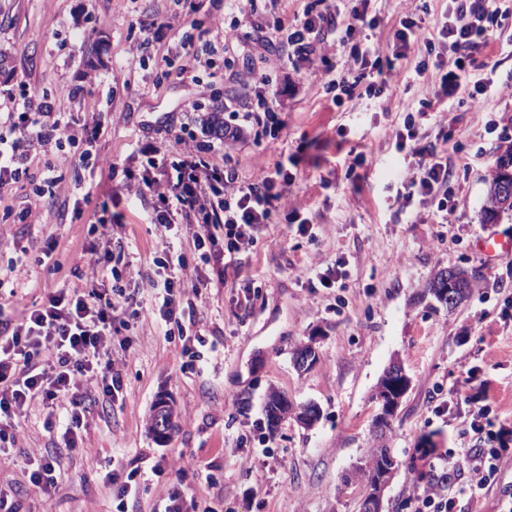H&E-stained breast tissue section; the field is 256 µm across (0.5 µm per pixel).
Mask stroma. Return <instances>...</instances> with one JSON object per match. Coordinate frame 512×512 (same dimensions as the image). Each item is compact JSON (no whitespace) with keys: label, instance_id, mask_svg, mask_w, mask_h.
Masks as SVG:
<instances>
[{"label":"stroma","instance_id":"1","mask_svg":"<svg viewBox=\"0 0 512 512\" xmlns=\"http://www.w3.org/2000/svg\"><path fill=\"white\" fill-rule=\"evenodd\" d=\"M192 0H0V107L30 92L70 125L57 151L62 190L40 193L47 155L31 156L28 172L0 188V278L9 293L0 310L20 320L25 310L61 282L84 285L134 282L150 272L161 252L147 219L156 200L125 188L126 173L142 171L147 144L160 132H180L185 109L202 112L230 102L226 120L274 99L266 124L246 128L219 153L248 155L243 180L288 157L290 195L297 212H278L261 227L252 247L223 265L218 254L200 255L192 228L171 239L188 273L199 276L196 317L182 333L153 319L121 331L138 351L122 368L123 387L93 400L86 428L66 462L52 512H360L365 482L347 481L351 466L374 444V396L392 358H401L411 386L391 421L386 445L395 476L381 512H413L418 490L430 477L434 453L471 445L473 412L486 409L502 434L497 483L478 502L459 496L453 512H512V258L485 259L489 237L512 239V216L483 220L487 187L497 156L512 147V92L490 96L484 111L469 112L449 93L452 118L419 116L423 144H456L448 162L452 211L439 223L433 209L402 207L398 194L410 169L395 148L408 109L425 96L412 73L425 46L395 58L389 38L405 17L406 0H371L378 17L373 39L378 68L388 82L382 98L365 84L338 94L333 79L347 71L348 48L326 57L304 55L288 34L307 12L331 0H273L269 22H281L269 53L253 54L262 38L238 0H212L209 12H191ZM171 16L160 41L143 44L137 18ZM234 28L226 45L218 28ZM270 75L269 85L244 88L248 72ZM75 96L60 95L62 86ZM93 114L100 134L87 140L82 117ZM361 167H354L355 158ZM118 221L126 263L91 269V251L104 245L93 227ZM53 248L58 267L35 263ZM460 267L475 277L457 309L431 307L418 296L438 270ZM338 270L331 287L319 283ZM313 345L316 363L294 364L302 345ZM274 390L294 405L315 404L319 420L267 424L264 401ZM173 403L177 428L166 442L149 429L158 399ZM64 417L43 412L22 424L20 447L39 456L55 447ZM251 459L256 473L242 462ZM129 477L136 495L120 498L104 487L105 471ZM0 492L21 512H42L39 491L19 468L0 469Z\"/></svg>","mask_w":512,"mask_h":512}]
</instances>
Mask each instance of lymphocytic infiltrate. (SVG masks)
Here are the masks:
<instances>
[{
	"label": "lymphocytic infiltrate",
	"instance_id": "f902f5d3",
	"mask_svg": "<svg viewBox=\"0 0 512 512\" xmlns=\"http://www.w3.org/2000/svg\"><path fill=\"white\" fill-rule=\"evenodd\" d=\"M512 20V0H448V13L433 30H426L413 16H405L392 34L396 57H407L412 46L422 44L428 58L415 69L423 76L442 70L444 52L456 53L454 81L463 89L467 109L478 111L499 86L479 56L496 37V29ZM367 23L366 14L351 9L337 16L328 11L305 15L291 34L300 52L314 53L311 35L338 34L339 44L350 45L353 34ZM350 58L366 66L379 48L371 42L350 45ZM63 120L50 107L30 94H23L12 111L0 113V145L11 153L0 157V186L22 174L32 152L46 151L62 129ZM166 147L159 159L136 174L137 190L157 200L151 221L155 224L163 256L155 263L149 288L157 293L150 313L162 321L182 326L194 317L195 305L186 295L197 285L182 256L170 250L174 226L193 228L196 247L223 241L224 252L235 255L250 246L259 228L269 223L275 211L294 209L288 197L290 178L283 163L250 180L226 171L214 146H198L179 134H166ZM395 148L412 157L414 166L402 183L405 202L430 204L440 218L448 216V198L442 195L450 176L448 160L435 148L419 145L414 131L397 134ZM139 288L92 281L84 287L62 285L33 304L20 322L0 312V466H22L30 484L44 499H51L67 459L77 445V432L88 411L87 389L98 384L104 396L122 387L119 360H130L135 349L124 347L121 359L112 357V337L130 321L148 311L140 304ZM64 410L68 427L64 447L40 457H30L17 445L20 428L33 407ZM465 462L473 474L469 496L494 483L500 472L495 449L470 448L440 459L438 472L415 501L414 512H450L452 500L448 483L458 462Z\"/></svg>",
	"mask_w": 512,
	"mask_h": 512
}]
</instances>
